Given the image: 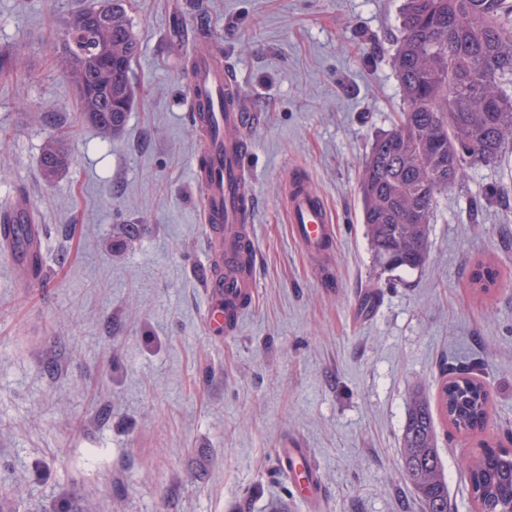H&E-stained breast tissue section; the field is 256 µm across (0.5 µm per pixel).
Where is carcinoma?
<instances>
[{
	"label": "carcinoma",
	"mask_w": 512,
	"mask_h": 512,
	"mask_svg": "<svg viewBox=\"0 0 512 512\" xmlns=\"http://www.w3.org/2000/svg\"><path fill=\"white\" fill-rule=\"evenodd\" d=\"M59 69L76 88L87 122L106 134L126 125L139 54L126 0H90L60 36ZM394 67L403 96L398 122L370 147L360 175L362 220L377 261L416 269L429 252L437 198L469 169L498 162L512 145V0H406ZM58 139L40 156L51 180L69 168ZM440 413L459 432L482 430L490 413L484 383L469 372L443 380ZM403 475L422 512H450L430 398L407 403ZM479 512L512 500V453L491 449L462 460Z\"/></svg>",
	"instance_id": "carcinoma-1"
}]
</instances>
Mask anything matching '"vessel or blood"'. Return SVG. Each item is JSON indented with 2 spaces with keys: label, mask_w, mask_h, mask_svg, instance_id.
I'll return each mask as SVG.
<instances>
[{
  "label": "vessel or blood",
  "mask_w": 512,
  "mask_h": 512,
  "mask_svg": "<svg viewBox=\"0 0 512 512\" xmlns=\"http://www.w3.org/2000/svg\"><path fill=\"white\" fill-rule=\"evenodd\" d=\"M189 106L204 129L208 164L195 167L204 189V215L213 228L210 246L212 326L232 333L244 299L256 288L254 262H242L238 244H252L256 199L246 171L249 131L255 117L247 111L236 75L224 65L198 54L189 68ZM288 221L300 246L311 256L325 258L336 240L333 219L310 181L290 175L286 186ZM277 465L285 475L303 481V495L321 498L322 479L307 448H281Z\"/></svg>",
  "instance_id": "obj_1"
}]
</instances>
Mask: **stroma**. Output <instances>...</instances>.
<instances>
[{
    "instance_id": "obj_1",
    "label": "stroma",
    "mask_w": 512,
    "mask_h": 512,
    "mask_svg": "<svg viewBox=\"0 0 512 512\" xmlns=\"http://www.w3.org/2000/svg\"><path fill=\"white\" fill-rule=\"evenodd\" d=\"M85 0H0V206L27 199L43 233L33 272L0 253V512H305L277 449H311L320 512H421L400 453L410 394L442 365L490 390L481 432L437 419L451 512H477L460 459L512 448V146L438 198L426 264L381 266L360 172L403 109L394 68L405 0H128L140 46L124 130L84 122L54 64ZM259 117L257 288L213 335L186 71L197 27ZM69 131V169L39 172ZM335 218L327 260L294 239L290 172ZM495 284L474 288L476 269Z\"/></svg>"
}]
</instances>
